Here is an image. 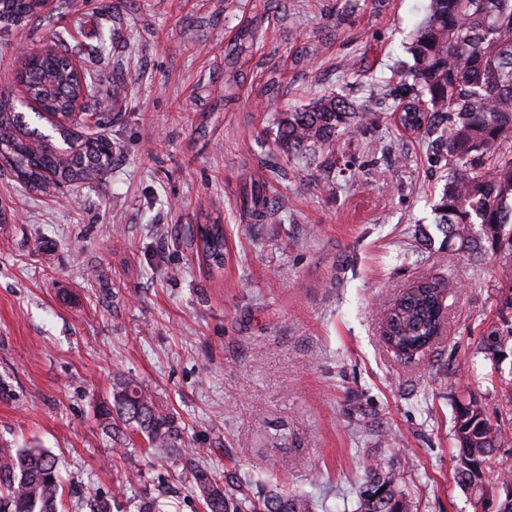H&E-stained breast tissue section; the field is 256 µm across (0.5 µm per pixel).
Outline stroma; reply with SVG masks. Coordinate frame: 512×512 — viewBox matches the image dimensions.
Listing matches in <instances>:
<instances>
[{"mask_svg":"<svg viewBox=\"0 0 512 512\" xmlns=\"http://www.w3.org/2000/svg\"><path fill=\"white\" fill-rule=\"evenodd\" d=\"M273 0L232 99L224 49L252 0H76L67 42L111 104L112 164L69 191L29 192L0 168V453L58 461L59 512H137L159 496L203 512L189 469L99 417L112 386L147 388L201 465L251 498L305 496L312 512H358L370 464L393 473L413 512H499L501 484L458 483L453 416L476 396L512 470V252L452 251L434 211L448 177L392 111L412 64L404 45L427 0ZM45 22L0 31V90L23 93L19 46ZM104 45V58L93 47ZM280 76V109L333 92L375 125L336 141L344 171L285 154L256 90ZM264 218L241 203L254 184ZM224 225L212 274L203 224ZM450 284L445 329L411 358L382 335L416 283ZM500 369L503 383L488 379Z\"/></svg>","mask_w":512,"mask_h":512,"instance_id":"obj_1","label":"stroma"}]
</instances>
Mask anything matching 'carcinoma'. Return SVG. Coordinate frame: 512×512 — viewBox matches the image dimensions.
I'll return each mask as SVG.
<instances>
[{"label":"carcinoma","instance_id":"cac0c4a2","mask_svg":"<svg viewBox=\"0 0 512 512\" xmlns=\"http://www.w3.org/2000/svg\"><path fill=\"white\" fill-rule=\"evenodd\" d=\"M42 17L41 0H0V28L18 27L29 18ZM47 18L56 24L53 35L61 56L39 69L23 62L19 82L24 98L34 105L39 119L61 112L69 100L82 97L96 116L94 125L112 126V112L98 98L97 75H78L68 64L75 58L65 45L67 28L81 23L73 0H58ZM257 40L251 22L243 24L228 45L225 85L238 87V64ZM407 52L413 60L410 88L396 109V123L428 143L437 159L448 163L450 173L435 210L448 245L473 257L484 251V242L501 243L505 227L512 224V0H429L421 24L415 29ZM282 79H271L257 90L265 107L278 103ZM374 113L336 94H322L303 107L277 113L279 145L288 154L304 158L333 152L336 138L373 124ZM67 152L57 153L40 142L36 129L25 130L22 113L15 111L10 94L0 92V147L9 156L15 176L26 183L47 186L44 172L51 171L70 183L101 177L112 164V155L93 153L70 126L52 129ZM261 185L254 186L243 209L260 217L267 209ZM199 251L211 268L224 267V225L199 228ZM445 287L427 281L421 290L404 294L391 307L384 325L386 341L409 356L438 335ZM118 414L157 448L185 460L206 512H309L301 495L265 497L255 504L224 490V482L199 465L198 449L172 430L169 418L156 407L152 395L132 379L117 381L112 407L101 415ZM454 440L460 461L461 482L475 486L487 481L512 484V475L484 470V464L502 438L479 401L471 396L454 415ZM0 512H58L61 495L54 457L42 448H24L0 456ZM360 512H410L395 477L370 470L360 494Z\"/></svg>","mask_w":512,"mask_h":512}]
</instances>
